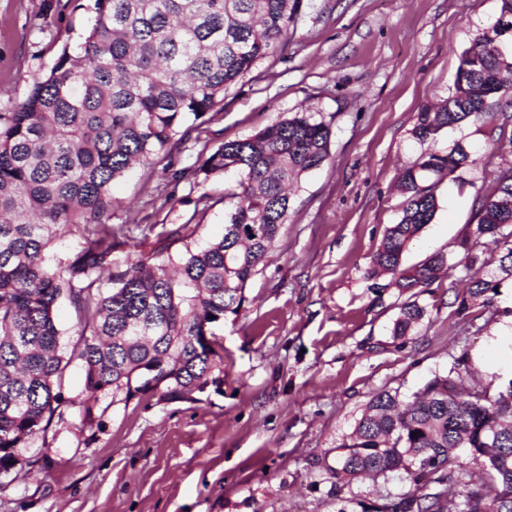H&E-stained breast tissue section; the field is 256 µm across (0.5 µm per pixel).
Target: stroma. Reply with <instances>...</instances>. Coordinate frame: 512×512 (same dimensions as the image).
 <instances>
[{
    "mask_svg": "<svg viewBox=\"0 0 512 512\" xmlns=\"http://www.w3.org/2000/svg\"><path fill=\"white\" fill-rule=\"evenodd\" d=\"M91 0H0V112L15 111L64 46L90 26ZM501 0H303L285 57L259 62L230 88L196 134L208 150L250 137L295 112L330 131L327 160L302 177L285 231L224 320V382L200 401L155 397L89 404L79 363L65 370L62 418L0 471V512H340L324 465L371 396L411 394L468 352L464 385L512 381V282L471 323L454 314L466 273L457 244L474 200L512 173V142L483 151V127L447 130L434 150L476 148L462 180L434 189L438 211L409 245L406 265L442 252L438 288L419 302L412 335L393 336L400 302L373 275L396 223L403 170L420 154L410 131L420 109L453 86L461 53L489 27ZM194 149L172 150L112 185L109 222L198 228L185 247L224 234V190L235 174L196 171ZM215 198L196 212L199 197Z\"/></svg>",
    "mask_w": 512,
    "mask_h": 512,
    "instance_id": "35a3bbf8",
    "label": "stroma"
}]
</instances>
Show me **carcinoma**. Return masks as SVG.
Segmentation results:
<instances>
[{"label":"carcinoma","mask_w":512,"mask_h":512,"mask_svg":"<svg viewBox=\"0 0 512 512\" xmlns=\"http://www.w3.org/2000/svg\"><path fill=\"white\" fill-rule=\"evenodd\" d=\"M302 0H94L85 41L64 48L49 77L13 112L0 113V468L18 462L16 449L62 416L64 369L73 360L86 374L90 401L112 391L122 401L151 395L193 399L223 383L224 347L213 328L238 314L244 289L282 236L293 204L291 188L329 155L331 132L310 112L231 140L209 153L198 171L233 172L236 185L224 235L203 248L185 247L177 261L122 269L116 255L128 245L125 225L107 223L110 187L136 165L182 147L206 115L224 106L225 92L261 60H277ZM512 0L460 57L453 90L437 106L417 113L411 135L429 145L440 134L474 119L489 126L487 148L503 139L512 114L493 112L512 72L501 51L512 33ZM474 163L470 148H427L404 169L397 223L386 228L374 272L406 296L393 335L412 332L426 310L416 297L430 291L448 266L434 254L406 267L409 243L438 210L435 185ZM473 231L459 243L468 291L454 299L466 321L487 293L500 287L483 274L479 240L504 247L499 270L512 279V175L475 200ZM75 227L84 240L63 272L46 264L54 237ZM163 252L192 235L191 224H147ZM68 299L80 312L81 337L70 355L60 347L54 310ZM470 356L432 374L405 398L375 393L351 433L336 446L335 482L343 490L363 474L402 471L410 489L389 494L362 512H512V392L491 385L460 388ZM463 448L472 470L454 450Z\"/></svg>","instance_id":"carcinoma-1"}]
</instances>
